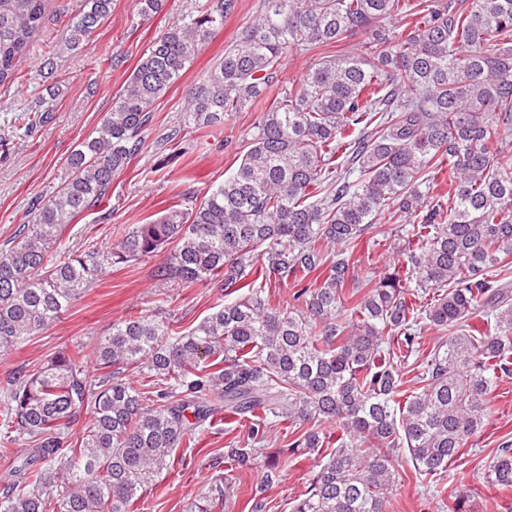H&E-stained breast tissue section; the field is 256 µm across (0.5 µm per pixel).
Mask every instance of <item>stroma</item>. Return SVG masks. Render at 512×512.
I'll use <instances>...</instances> for the list:
<instances>
[{"label":"stroma","instance_id":"35a3bbf8","mask_svg":"<svg viewBox=\"0 0 512 512\" xmlns=\"http://www.w3.org/2000/svg\"><path fill=\"white\" fill-rule=\"evenodd\" d=\"M66 13L51 11L45 37L35 38L18 67L19 82L0 86V255L19 225L33 216L35 200L52 199L69 179L68 158L112 107L138 60L168 29L181 25L198 0H165L162 11L141 21L131 0H112V10L90 38L70 41L69 19L82 0H56ZM263 10V0H237L223 28L194 59L190 68L154 105L155 119L144 133L145 144L128 167L115 176L108 211L94 208L74 218L61 246L79 253L92 245L105 247L123 229L146 224L163 210L202 197L238 167L250 148V132L267 108L268 99L232 113L224 124L193 132L181 129L190 91L200 84L240 30ZM54 110L47 123L22 134V118L40 111L45 100ZM403 219L391 211L376 218L374 240L353 250L359 276L378 274L392 259L396 229ZM167 253L121 264L104 274L97 286L75 301L47 330L20 346L0 350V383L20 369L43 366L63 348L93 346L112 324L142 313L186 329L196 326L224 298L217 284L162 281L155 275ZM490 414L472 448L448 470L445 492L415 478L405 457H398L399 476L390 494V512H512V488L488 483L483 465L512 442V376L500 381L487 397ZM246 425L212 423L197 440L184 441L170 466L159 474L145 496L144 512H188L190 504L215 488L224 490L223 512H251L263 502L264 512H291L320 460L307 454L278 471L265 483L266 457L294 441L289 422L269 428L263 453L248 469L224 460L229 441L243 439Z\"/></svg>","mask_w":512,"mask_h":512}]
</instances>
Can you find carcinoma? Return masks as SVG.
<instances>
[{"instance_id": "carcinoma-1", "label": "carcinoma", "mask_w": 512, "mask_h": 512, "mask_svg": "<svg viewBox=\"0 0 512 512\" xmlns=\"http://www.w3.org/2000/svg\"><path fill=\"white\" fill-rule=\"evenodd\" d=\"M163 4L132 0L143 20ZM111 5L83 0L71 42L87 40ZM235 5L205 0L157 38L71 153L70 180L34 203L0 258V349L55 323L106 269L171 244L157 277L216 282L224 304L185 333L131 315L98 340L93 371L76 345L1 386L0 459L13 479L0 484V512H141L175 448L216 418L247 417L250 447L224 451L240 467L273 419L311 425L289 444L292 456L336 443L293 512H386L394 453L407 450L417 477L442 476L483 428L493 385L512 374V165L502 161L512 136V0H264L191 91L184 130L222 124L266 96L286 50L336 54L280 92L236 171L202 199L106 248L58 250L73 218L109 201L153 104ZM46 7L0 0V85L16 79ZM396 16L402 30L381 25ZM364 31L367 41L341 49ZM430 168L447 174L448 196ZM386 209L408 218L402 245L382 273L361 279L353 248L376 234ZM288 280L293 304L283 310L264 288ZM478 310L487 311L482 330L470 323ZM423 319L450 336L422 357ZM412 359L421 372L406 389ZM127 371L143 375L145 389ZM84 413L91 419L76 435ZM484 475L512 487L511 443Z\"/></svg>"}]
</instances>
